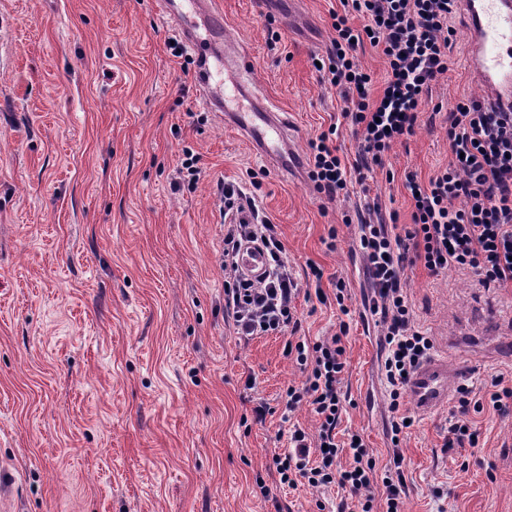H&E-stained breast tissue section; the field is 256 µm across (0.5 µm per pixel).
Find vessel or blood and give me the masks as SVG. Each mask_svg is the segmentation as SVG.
I'll return each instance as SVG.
<instances>
[{"mask_svg": "<svg viewBox=\"0 0 512 512\" xmlns=\"http://www.w3.org/2000/svg\"><path fill=\"white\" fill-rule=\"evenodd\" d=\"M155 11L176 27L193 54L198 102L225 126L236 130L255 156L282 175L303 173L297 131L287 112L266 100L251 81L248 49L224 31L217 0H153ZM467 14L468 69L488 97L512 101V0H461ZM239 267L259 278L266 270L263 253L243 247ZM468 364L445 351L424 359L412 374L406 394L423 417L446 407Z\"/></svg>", "mask_w": 512, "mask_h": 512, "instance_id": "vessel-or-blood-1", "label": "vessel or blood"}]
</instances>
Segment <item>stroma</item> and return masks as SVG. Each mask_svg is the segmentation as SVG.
<instances>
[{
  "instance_id": "stroma-1",
  "label": "stroma",
  "mask_w": 512,
  "mask_h": 512,
  "mask_svg": "<svg viewBox=\"0 0 512 512\" xmlns=\"http://www.w3.org/2000/svg\"><path fill=\"white\" fill-rule=\"evenodd\" d=\"M228 35L249 49L254 79L285 109L297 145L329 126L346 163L357 139L313 58L327 54L338 0H220ZM449 70L431 85L442 113L422 112L368 183L398 223L411 221L404 174L428 180L451 158L446 110L479 97L457 13ZM281 35L271 43L270 31ZM178 34L151 0H0V495L6 512H336V489L278 482L274 455L293 427L315 432L311 406L286 410L305 371L283 336L237 340L224 314L220 183L249 188L298 281L300 336L346 328L338 440L359 433L377 464L391 452L380 330L364 318L355 226L359 194L330 201L283 178L199 106ZM195 188H175L184 149ZM322 279H315L313 268ZM344 279L349 314L332 295ZM416 327L471 367L483 396L511 375L512 288L469 271L407 272ZM327 302H320L319 294ZM265 405L263 421L253 409ZM450 409L414 417L402 436L404 512H512V415H474L477 449L450 451Z\"/></svg>"
}]
</instances>
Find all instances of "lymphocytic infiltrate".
Returning a JSON list of instances; mask_svg holds the SVG:
<instances>
[{
  "instance_id": "obj_1",
  "label": "lymphocytic infiltrate",
  "mask_w": 512,
  "mask_h": 512,
  "mask_svg": "<svg viewBox=\"0 0 512 512\" xmlns=\"http://www.w3.org/2000/svg\"><path fill=\"white\" fill-rule=\"evenodd\" d=\"M332 12L336 33L320 69L339 92L342 116L358 140L353 166H345L329 132L309 143L307 176L328 199L347 194L349 182L365 184L369 172L385 165L395 145L415 132L430 84L448 71L455 44L452 24L459 0H339ZM363 19L350 26V16ZM380 49L387 66L381 90L358 62L363 43ZM451 158L428 182L405 175L412 202V221L387 219L378 200H366L357 213V250L362 260L364 308L381 326V375L390 398L392 454L377 468L363 443L341 447L336 427L343 411L341 375L346 365L342 333L310 343L297 339L300 327L296 299L300 294L285 261L284 247L273 224L262 215L255 196L225 185L224 211L238 223L224 232L221 268L224 310L240 340L286 336L285 350L307 373L302 387H289L288 410L311 405L319 419L317 435L294 429L288 449L274 464L281 484L309 488L337 486L344 494L338 512H373L383 495L385 512H401L406 493L405 457L400 447L406 417L400 405L411 373L433 344L415 325L406 289V271L423 264L436 275L451 268L472 270L488 288L512 286V102L476 98L458 101L448 116ZM260 245L268 269L259 280L244 277L238 260L244 243ZM488 402L471 401L461 389L448 426V448H475L479 432L469 419L485 406L503 412L512 388L496 377Z\"/></svg>"
}]
</instances>
